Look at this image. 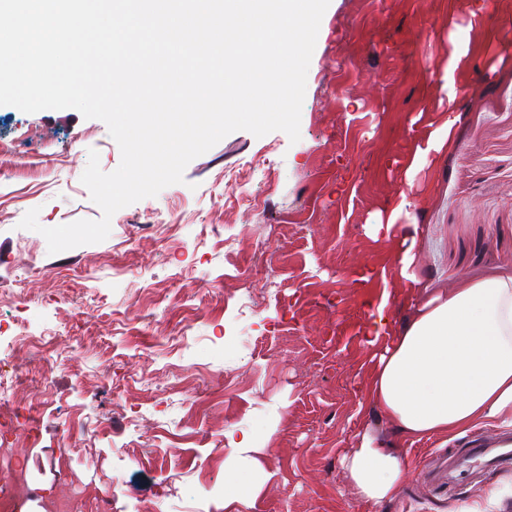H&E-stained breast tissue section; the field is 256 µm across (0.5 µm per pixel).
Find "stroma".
Instances as JSON below:
<instances>
[{"instance_id": "obj_1", "label": "stroma", "mask_w": 512, "mask_h": 512, "mask_svg": "<svg viewBox=\"0 0 512 512\" xmlns=\"http://www.w3.org/2000/svg\"><path fill=\"white\" fill-rule=\"evenodd\" d=\"M483 6L485 27L470 28ZM469 47L462 121L431 193L416 273L435 288L512 273V0H330L301 111L300 139L236 131L189 163L184 181L118 210L109 237L60 254L19 228L97 220L80 178L89 150L121 160L104 122L73 109L0 106V324L73 337L70 353L0 344V371L22 388L0 413L41 430L32 479L49 459L107 487L112 512L137 500L159 512H374L339 461L358 428L374 352L368 299L390 295L392 245L371 213L405 191L399 166L452 43ZM245 177L261 207L231 194ZM28 272L35 299L14 302ZM53 379L42 392L41 376ZM257 436L264 470L254 506L225 505V430ZM384 512H512V463L474 459L467 441L423 438Z\"/></svg>"}]
</instances>
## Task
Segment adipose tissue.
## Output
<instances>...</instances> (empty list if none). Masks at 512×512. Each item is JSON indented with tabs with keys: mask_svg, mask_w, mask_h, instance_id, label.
I'll list each match as a JSON object with an SVG mask.
<instances>
[{
	"mask_svg": "<svg viewBox=\"0 0 512 512\" xmlns=\"http://www.w3.org/2000/svg\"><path fill=\"white\" fill-rule=\"evenodd\" d=\"M467 58V47L449 52L437 80L441 95L401 168L404 182L418 188L415 197L398 194L367 221L372 237L393 242L395 278L409 302L399 321L380 301L364 325L375 348L366 387L370 424L356 431L341 458L346 484L376 508L398 489L406 442L434 435L449 443L479 426L512 430V275L429 287L414 271L421 225L402 221L407 212H423L454 144L457 73Z\"/></svg>",
	"mask_w": 512,
	"mask_h": 512,
	"instance_id": "ef3b65f1",
	"label": "adipose tissue"
}]
</instances>
